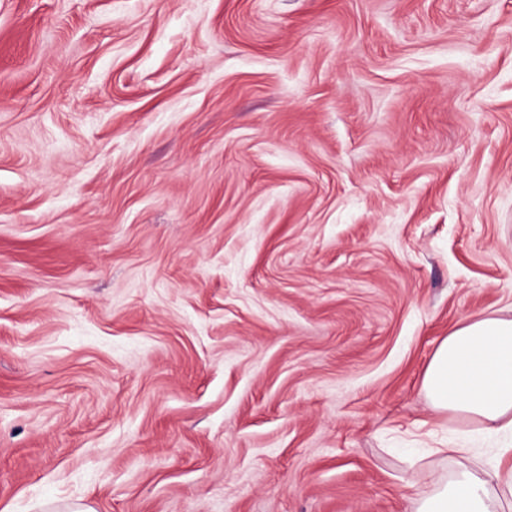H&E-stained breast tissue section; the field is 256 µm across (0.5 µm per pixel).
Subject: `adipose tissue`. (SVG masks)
Wrapping results in <instances>:
<instances>
[{
  "label": "adipose tissue",
  "instance_id": "adipose-tissue-1",
  "mask_svg": "<svg viewBox=\"0 0 512 512\" xmlns=\"http://www.w3.org/2000/svg\"><path fill=\"white\" fill-rule=\"evenodd\" d=\"M422 390L433 410L470 423L459 457L483 442L489 449L483 467L460 466L418 490L415 512H512V316L491 312L454 326L427 365Z\"/></svg>",
  "mask_w": 512,
  "mask_h": 512
}]
</instances>
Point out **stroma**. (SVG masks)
Returning <instances> with one entry per match:
<instances>
[{"instance_id":"stroma-1","label":"stroma","mask_w":512,"mask_h":512,"mask_svg":"<svg viewBox=\"0 0 512 512\" xmlns=\"http://www.w3.org/2000/svg\"><path fill=\"white\" fill-rule=\"evenodd\" d=\"M512 314V0H0V512H414Z\"/></svg>"}]
</instances>
